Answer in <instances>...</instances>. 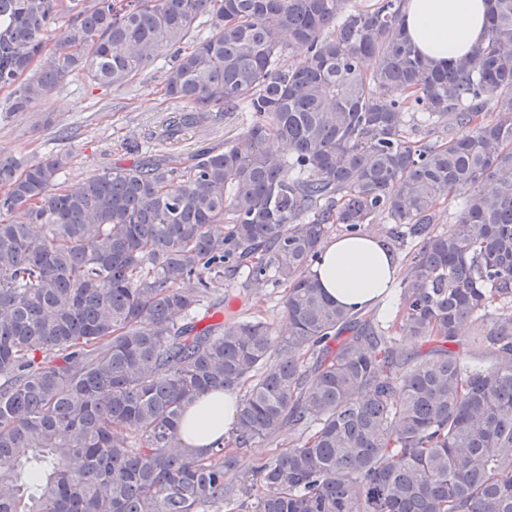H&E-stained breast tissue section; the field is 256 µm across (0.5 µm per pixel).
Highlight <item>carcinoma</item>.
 Returning a JSON list of instances; mask_svg holds the SVG:
<instances>
[{
	"label": "carcinoma",
	"instance_id": "1",
	"mask_svg": "<svg viewBox=\"0 0 512 512\" xmlns=\"http://www.w3.org/2000/svg\"><path fill=\"white\" fill-rule=\"evenodd\" d=\"M488 2L486 39L438 65L402 0H0L9 114L71 73L120 91L167 54L180 123L251 113L222 149L78 192L68 155H0V512H512V0ZM383 214L422 238L390 330L310 274L334 225ZM242 267L285 286L288 336L236 314L197 329ZM466 317L472 364L452 350ZM235 388L229 441L181 447L186 405ZM285 429L292 448L243 463Z\"/></svg>",
	"mask_w": 512,
	"mask_h": 512
}]
</instances>
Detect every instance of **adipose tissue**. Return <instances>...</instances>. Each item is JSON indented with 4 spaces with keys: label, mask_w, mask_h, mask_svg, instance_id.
Returning <instances> with one entry per match:
<instances>
[{
    "label": "adipose tissue",
    "mask_w": 512,
    "mask_h": 512,
    "mask_svg": "<svg viewBox=\"0 0 512 512\" xmlns=\"http://www.w3.org/2000/svg\"><path fill=\"white\" fill-rule=\"evenodd\" d=\"M404 33L428 59L443 64L470 53L487 35L486 0H405ZM312 272L338 304L367 308L387 297L398 274L393 255L369 235L340 236L322 248ZM237 394L213 391L190 404L181 441L205 449L224 438L237 418Z\"/></svg>",
    "instance_id": "adipose-tissue-1"
}]
</instances>
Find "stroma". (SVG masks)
<instances>
[{"label":"stroma","instance_id":"stroma-1","mask_svg":"<svg viewBox=\"0 0 512 512\" xmlns=\"http://www.w3.org/2000/svg\"><path fill=\"white\" fill-rule=\"evenodd\" d=\"M167 67V59H160L143 79L118 93L68 76L48 100L0 120V150L30 161L70 155L61 181L73 190L113 165L129 167L165 150L193 153L237 138L248 113L212 111L203 122L178 126L172 138L160 141L163 124L182 112L161 93ZM283 295V286L269 277L251 284L248 296L232 301L231 307L244 317H266L275 336L282 337L288 333Z\"/></svg>","mask_w":512,"mask_h":512}]
</instances>
